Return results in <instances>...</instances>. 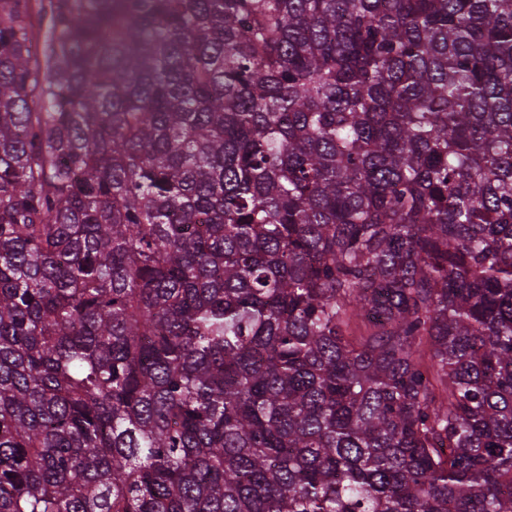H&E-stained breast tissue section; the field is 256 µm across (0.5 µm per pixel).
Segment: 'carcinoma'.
<instances>
[{
    "instance_id": "obj_1",
    "label": "carcinoma",
    "mask_w": 512,
    "mask_h": 512,
    "mask_svg": "<svg viewBox=\"0 0 512 512\" xmlns=\"http://www.w3.org/2000/svg\"><path fill=\"white\" fill-rule=\"evenodd\" d=\"M0 0V512H512V0Z\"/></svg>"
}]
</instances>
